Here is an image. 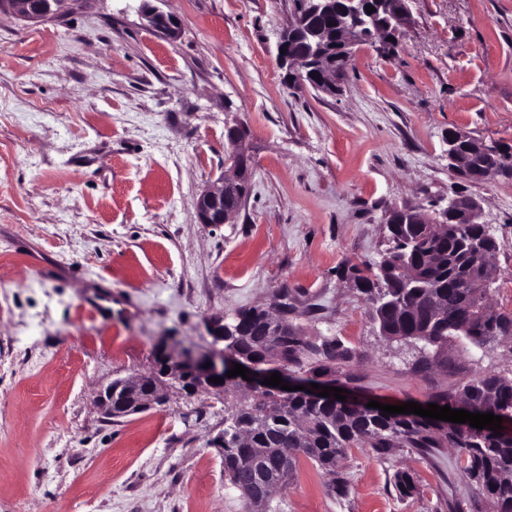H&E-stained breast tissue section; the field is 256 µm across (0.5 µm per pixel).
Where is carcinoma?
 <instances>
[{
    "label": "carcinoma",
    "instance_id": "carcinoma-1",
    "mask_svg": "<svg viewBox=\"0 0 512 512\" xmlns=\"http://www.w3.org/2000/svg\"><path fill=\"white\" fill-rule=\"evenodd\" d=\"M389 248L368 275L357 266L351 275L374 306L379 331L389 338L414 339L443 348L450 342L491 345L512 338V316L482 320L483 299L466 287L479 271L482 256L496 244L481 224H451L441 233L430 224L388 226ZM230 326L238 335L224 349L253 359L268 372L281 369L306 380L336 375L346 351L334 340L307 341L296 327L282 335L267 310L239 311ZM243 388L224 384V417L220 452L224 473L252 507L251 462L261 459L288 487L300 459L336 476L333 489L342 493L346 481L341 463L351 448L385 453L393 448L459 450L464 469L479 494L497 512H512V435L497 436L485 427L443 426L410 414H389L357 408L337 399H310L301 394L277 397L257 391L238 399ZM435 403L465 407L473 413L512 416V379L482 374ZM247 442H238V433Z\"/></svg>",
    "mask_w": 512,
    "mask_h": 512
}]
</instances>
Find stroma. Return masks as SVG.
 <instances>
[{"label": "stroma", "instance_id": "obj_1", "mask_svg": "<svg viewBox=\"0 0 512 512\" xmlns=\"http://www.w3.org/2000/svg\"><path fill=\"white\" fill-rule=\"evenodd\" d=\"M72 0L40 24L0 14V512H246L215 440L224 397L171 389L106 420L97 391L205 352L208 323L288 295L310 341L338 340L336 385L401 405L512 378V342L389 340L351 266L377 264L393 208L476 198L498 249L491 307L512 313V176L462 183L458 130L512 144V0H409L391 52L357 49L340 94L289 88L277 45L293 0ZM243 127L251 191L227 224L220 186ZM331 475L300 461L270 512H491L454 448H353ZM416 489L399 495L396 473ZM143 2V15L148 27L170 38L176 37L178 34V27L174 18L170 14L152 7L148 3L149 1ZM226 138L232 148L228 161L233 163L236 175L225 178L222 186L204 190L195 198L194 208L199 222L203 224L229 223L233 214L239 209V205L228 209L224 204L234 202L240 195L241 185L248 180L251 160L243 148V131L238 127H230L227 129Z\"/></svg>", "mask_w": 512, "mask_h": 512}]
</instances>
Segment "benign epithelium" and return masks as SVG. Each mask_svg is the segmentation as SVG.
Here are the masks:
<instances>
[{
    "label": "benign epithelium",
    "mask_w": 512,
    "mask_h": 512,
    "mask_svg": "<svg viewBox=\"0 0 512 512\" xmlns=\"http://www.w3.org/2000/svg\"><path fill=\"white\" fill-rule=\"evenodd\" d=\"M71 0H0V11L11 13L25 21L35 24L52 21L64 11ZM307 8L297 17L280 37L277 49L286 50L277 54L278 65L295 77V83L301 87H311L327 96L336 95L343 80L346 66L353 59L355 51L367 40L380 37H400L408 20V6L401 0H305ZM374 5L375 12L365 10ZM143 15L152 30L174 38L178 27L170 14L149 3H143ZM318 73V78L311 77ZM226 138L232 148L228 160L234 165L236 175L224 179L222 186L207 189L194 200L199 222L202 224H226L238 207L231 209L225 204L236 200L240 187L248 180L250 157L243 148L244 133L238 127L227 129ZM469 143V137L460 132L448 133V161L458 172L482 181L504 169L501 158L512 152V148L498 142L480 141L475 145L477 159L470 165H464L460 151ZM480 213L477 200L471 199L466 205H460L458 194L448 197L447 206L431 216L419 210L393 209L387 218L389 224H476ZM497 270L489 258H484L482 270L472 281L471 287L477 294L487 296L495 282ZM209 367H204V364ZM238 363L249 369V384L253 387L268 389L261 384L267 374L255 371L254 366L239 359L235 354L214 348L200 357H185L175 360L170 356L162 358L156 372L151 376H131L122 380L126 388L125 395L133 402L112 403V385H107L97 395V404L108 419H118L134 414L144 407H152L160 398L165 386L176 384L183 386L184 373L195 371L206 380L211 391L222 394L224 385L210 381L212 377H226V372ZM252 485L254 490L270 495L276 488L272 473L264 465L256 462L252 467Z\"/></svg>",
    "instance_id": "1"
}]
</instances>
